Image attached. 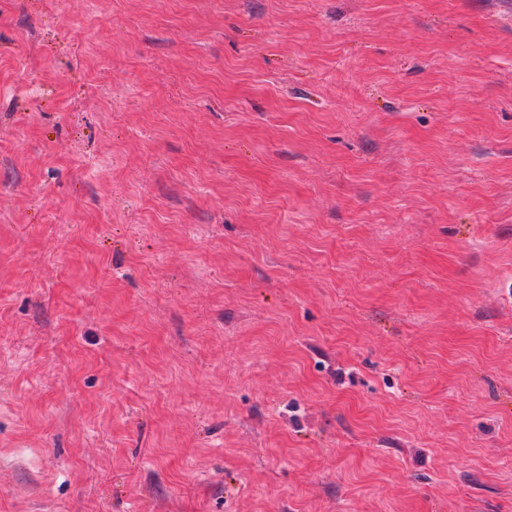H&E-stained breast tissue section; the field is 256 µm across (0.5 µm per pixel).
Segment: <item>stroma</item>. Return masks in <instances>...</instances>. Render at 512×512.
<instances>
[{"label":"stroma","instance_id":"stroma-1","mask_svg":"<svg viewBox=\"0 0 512 512\" xmlns=\"http://www.w3.org/2000/svg\"><path fill=\"white\" fill-rule=\"evenodd\" d=\"M0 512H512V0H0Z\"/></svg>","mask_w":512,"mask_h":512}]
</instances>
